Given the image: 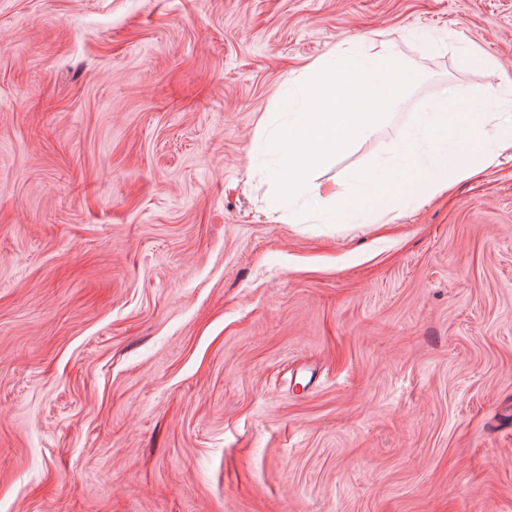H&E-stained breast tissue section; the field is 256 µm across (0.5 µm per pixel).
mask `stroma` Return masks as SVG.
<instances>
[{
    "mask_svg": "<svg viewBox=\"0 0 512 512\" xmlns=\"http://www.w3.org/2000/svg\"><path fill=\"white\" fill-rule=\"evenodd\" d=\"M512 81V0H0V512H512V154L275 210L302 70ZM475 47L490 66H461Z\"/></svg>",
    "mask_w": 512,
    "mask_h": 512,
    "instance_id": "stroma-1",
    "label": "stroma"
}]
</instances>
